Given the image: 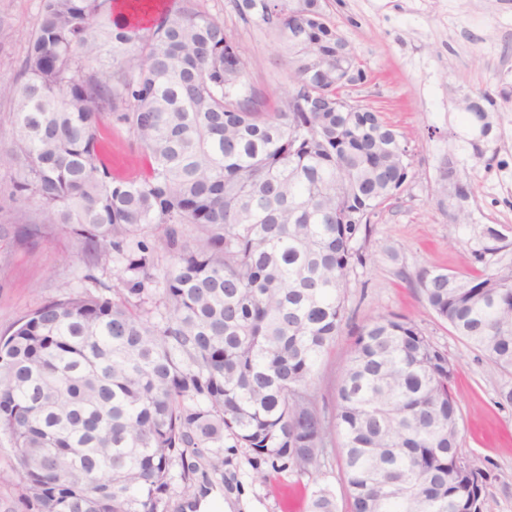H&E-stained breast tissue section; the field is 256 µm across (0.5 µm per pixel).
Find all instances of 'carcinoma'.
I'll return each instance as SVG.
<instances>
[{
	"mask_svg": "<svg viewBox=\"0 0 512 512\" xmlns=\"http://www.w3.org/2000/svg\"><path fill=\"white\" fill-rule=\"evenodd\" d=\"M42 0L14 100L12 196L91 245L118 284L67 294L0 336V434L30 512H168L172 485L224 482V441L309 474L341 438L350 512H470L479 472L458 467L453 369L417 324L378 314L356 331L336 413L315 380L340 333L371 217L409 162L378 112H311L307 95L258 107L241 47L193 0ZM320 0H235L274 31L296 82L327 99L343 85L304 74L336 65ZM301 35L303 44L284 34ZM97 66H91V63ZM127 126L144 171L112 177L106 124ZM454 149L440 178H459ZM473 261L507 248L488 227ZM459 280L464 287L456 288ZM439 319L512 371V268L421 270ZM393 487L402 495L392 497ZM309 512H336L323 486Z\"/></svg>",
	"mask_w": 512,
	"mask_h": 512,
	"instance_id": "cac0c4a2",
	"label": "carcinoma"
}]
</instances>
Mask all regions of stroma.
<instances>
[{"mask_svg": "<svg viewBox=\"0 0 512 512\" xmlns=\"http://www.w3.org/2000/svg\"><path fill=\"white\" fill-rule=\"evenodd\" d=\"M194 5L223 21L241 45L247 78L260 100L271 104L287 97L295 78L275 34L244 22L233 0ZM322 7L368 75L350 90L351 102L380 112L402 133L409 171L401 192L371 220L366 263L356 267L347 288L348 319L318 370L317 401L334 414L354 333L366 320L381 313L414 320L452 366L462 417L458 450L484 475L483 512H512V402L505 398L512 372L499 370L456 336L415 284L423 269L467 270L489 226L509 242L505 251L489 256L490 268L512 264V0H322ZM40 9L41 0H0V148L11 145L13 108L2 89L22 78ZM486 93L495 101L493 123L478 156L456 103ZM108 149L114 176L129 179L141 172V151L126 126L113 125ZM451 149L474 190L458 224L438 204V167ZM13 178V172L0 170V207L11 214L9 226L0 229V335L46 301L85 291L86 274L115 282L113 270L94 268L82 240L63 225L41 223L38 202L10 201ZM224 458L219 495L229 512H308L319 484L333 491L344 512L339 453L310 475L257 462L247 448L225 449ZM12 462V444L0 435V512H25L23 484Z\"/></svg>", "mask_w": 512, "mask_h": 512, "instance_id": "1", "label": "stroma"}]
</instances>
